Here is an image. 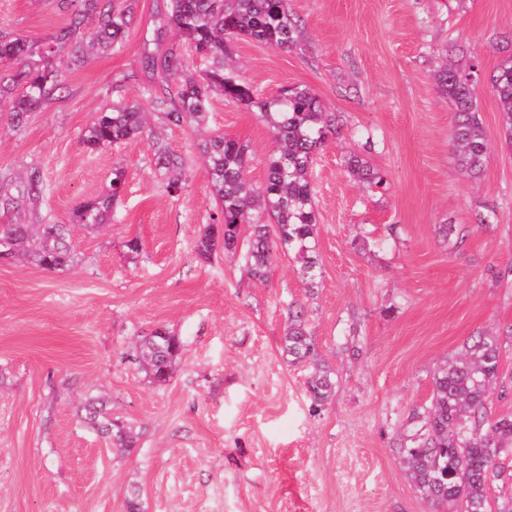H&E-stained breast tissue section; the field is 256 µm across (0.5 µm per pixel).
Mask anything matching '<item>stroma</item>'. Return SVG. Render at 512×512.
Masks as SVG:
<instances>
[{
  "mask_svg": "<svg viewBox=\"0 0 512 512\" xmlns=\"http://www.w3.org/2000/svg\"><path fill=\"white\" fill-rule=\"evenodd\" d=\"M288 9L301 26L295 45L238 40L233 52L256 94L306 86L345 115L312 172L313 299L291 257L277 255L265 286L223 257L197 258L215 207L202 168L174 197L148 140L84 144L97 112L144 102L139 61L156 0H138L121 48L63 70L52 100L0 135V174L39 168L47 224H71L114 166L126 172L110 223L74 226V266L0 263V512H126L135 491L144 512H429L395 451L409 414L429 400L435 367L470 336L512 326V145L482 82L487 160L479 178L464 176L453 108L433 76L452 42L491 72L512 41V0H288ZM70 17L57 0H0V30L38 43ZM207 126L247 142L249 176L263 179L272 138L252 112L217 96ZM369 135L368 158L387 174L380 193L342 165ZM480 212L491 215L482 227ZM444 224L465 229L461 248L443 238ZM358 236L369 252L352 247ZM293 299L307 300L338 378L316 417L308 367L281 354ZM162 325L182 349L158 385L127 351ZM354 335L356 359L343 351ZM89 396L138 432L131 453L84 423L78 404Z\"/></svg>",
  "mask_w": 512,
  "mask_h": 512,
  "instance_id": "obj_1",
  "label": "stroma"
}]
</instances>
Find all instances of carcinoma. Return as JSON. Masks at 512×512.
<instances>
[{
	"mask_svg": "<svg viewBox=\"0 0 512 512\" xmlns=\"http://www.w3.org/2000/svg\"><path fill=\"white\" fill-rule=\"evenodd\" d=\"M72 9L69 23L49 44L22 36L0 34V64L8 79L0 78V118L18 130L26 125L58 89L63 67L84 63L105 48L123 42L136 0H60ZM96 28L85 38L80 29L88 21ZM174 28L179 42L166 41ZM300 33L288 0H164L157 25L144 45L141 67L149 83L146 103L114 106L98 112L84 142L105 148L147 137L165 191L178 196L184 189L188 158L170 150L148 123L156 116L166 126L189 125L200 131L212 99L240 103L272 134L274 148L265 162L264 179H249V146L234 137L208 133L199 144L202 164L217 205L209 214L196 253L202 259L216 252L223 236L224 256L238 260L249 279L266 284L273 256L291 255L306 286V296L317 293V215L311 169L317 150L338 134L343 115L328 112L309 87L285 88L272 97L256 98L243 74L228 61L230 43L245 37L288 49ZM450 54L468 57L464 66L438 71L435 82L454 110L453 149L457 163L475 178L484 168L487 140L478 113L477 89L481 63L464 47L450 45ZM498 102L502 131L512 143V54L502 59L490 76ZM346 171L369 189L386 184L384 173L365 155L350 152ZM124 184V172L112 171L111 190L80 203L74 223L100 227L109 223L114 202ZM41 177L32 167L21 176L0 175V204L13 212L37 216ZM69 224H31L18 220L0 224V259L29 262L60 270L72 261L66 244ZM288 326L282 352L292 364L310 363L307 379L308 410L320 414L336 391V373L323 367L308 328L305 304L287 303ZM512 343V326L505 334L473 336L432 374L431 397L410 413L409 432L399 439L396 452L410 481L431 512H512V412L493 407L492 394H507L501 355ZM181 350L179 337L165 327L139 336L131 357L155 382L168 381ZM80 409L95 431L107 434L113 447L129 452L138 437L122 421L112 418L104 402L86 398Z\"/></svg>",
	"mask_w": 512,
	"mask_h": 512,
	"instance_id": "1",
	"label": "carcinoma"
}]
</instances>
